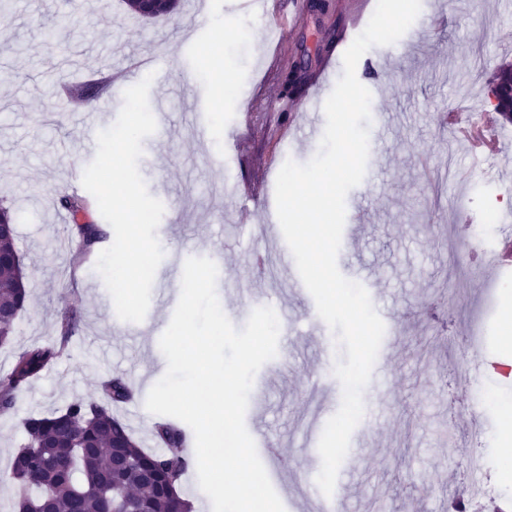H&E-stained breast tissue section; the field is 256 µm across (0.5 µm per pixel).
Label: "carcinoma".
<instances>
[{
  "label": "carcinoma",
  "instance_id": "carcinoma-1",
  "mask_svg": "<svg viewBox=\"0 0 512 512\" xmlns=\"http://www.w3.org/2000/svg\"><path fill=\"white\" fill-rule=\"evenodd\" d=\"M498 108L512 122V84L493 87ZM59 206L73 218L71 239L79 263L104 235L90 217L94 200L64 195ZM24 276L0 265V347L12 343L15 323L27 308ZM64 351V345L32 346L14 354L10 373L0 379V414L10 413L18 395ZM135 394L131 381L116 375L104 380L96 399H77L48 415L23 420L26 443L12 461L19 486L11 512H193L175 490L189 467L186 431L168 419L154 423L157 446L147 451L115 410Z\"/></svg>",
  "mask_w": 512,
  "mask_h": 512
}]
</instances>
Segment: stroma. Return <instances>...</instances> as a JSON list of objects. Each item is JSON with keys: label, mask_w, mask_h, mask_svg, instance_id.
Masks as SVG:
<instances>
[{"label": "stroma", "mask_w": 512, "mask_h": 512, "mask_svg": "<svg viewBox=\"0 0 512 512\" xmlns=\"http://www.w3.org/2000/svg\"><path fill=\"white\" fill-rule=\"evenodd\" d=\"M82 2L65 27L54 24L65 0H14L12 13L0 19V204L13 214L30 291L11 346L0 349V377L15 351L55 342L62 322L73 323L66 354L0 415V512H9L19 493L11 464L25 441L21 420L97 398L113 374L139 375L138 394L119 415L144 447L152 445L156 416L145 401L167 370L159 340L181 290L159 265L143 321L119 319L96 257L74 266L69 227L54 221L58 193L84 191L82 175L96 154L90 132L111 127L124 103L112 90H94L75 107L58 100L57 86H91L111 76L114 58L138 68L152 53L166 55L167 66L154 73L149 106L166 116L143 140L138 168L164 205L158 240L163 251L188 258L222 253L224 281L216 292L236 328L246 324L251 302L276 312L277 354L255 375L245 425L277 450L261 461L285 512H313L324 497L316 482L322 460L302 436L310 429L322 434L341 406L334 372L341 350L310 292L288 285L282 231H270L259 208L250 224H240L233 189L243 183L260 191L286 161L305 164L316 155L318 140L289 134L294 113L276 109L280 78L294 66L319 67L343 0H330L325 15L312 14L309 0H281L278 42L251 0H179L166 19L136 17L123 0ZM420 13L400 39L370 48L356 66L371 93L369 152L365 176L345 200L361 219L344 228L337 266L367 290L392 356L377 386L363 390L364 414L333 496L339 512H376L382 504L386 512H455L456 493L473 482L479 457L483 480L496 487L503 512H512L511 466L497 435L505 407H512V350L499 334L512 312V267L496 274L490 301L476 303L484 268L458 217L460 206L478 210L494 191L502 195L501 212L512 213V123L500 128V153L477 163L438 121L452 105L475 119L490 112L494 70L512 61V0H421ZM228 17L249 32L226 43L224 62L241 91L197 79L194 95L211 103L202 136L182 104L180 76L199 69L201 48L213 45L217 24ZM371 60L384 66L374 82L367 77ZM240 112L250 121L238 128ZM234 127L236 141L228 135ZM478 321L487 327L481 374L466 381L464 345ZM462 390L481 407L485 433L476 440L461 435L470 418L456 405Z\"/></svg>", "instance_id": "stroma-1"}]
</instances>
